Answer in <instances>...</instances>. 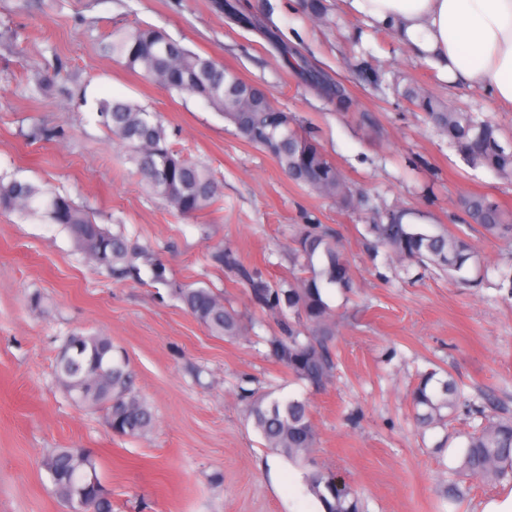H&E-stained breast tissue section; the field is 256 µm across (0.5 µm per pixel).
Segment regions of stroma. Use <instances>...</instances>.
Here are the masks:
<instances>
[{"label":"stroma","mask_w":512,"mask_h":512,"mask_svg":"<svg viewBox=\"0 0 512 512\" xmlns=\"http://www.w3.org/2000/svg\"><path fill=\"white\" fill-rule=\"evenodd\" d=\"M252 12L312 64L344 85L367 123L301 84L276 46L215 12L210 0H0V173L66 192L106 226L122 225L158 254L168 284H115L58 225L0 211V512H69L54 494L43 457L55 448L91 453L113 512H318L302 472L262 445L243 393L307 399L317 430L313 459L346 477L366 512H448L443 429L416 428L410 391L419 372L440 368L474 403L493 396L512 416V291L497 267L512 250L468 234L490 272L481 286L445 273L402 271L371 257L361 231L378 210L401 204L430 224L467 220L459 198L487 193L512 207V182L467 165L396 84L417 81L444 103L498 122L512 138V110L478 86L449 83L346 0H326L323 21L304 0H247ZM152 25L187 48L222 60L271 102L312 129L366 203L356 213L296 184L271 155L240 139L223 115L196 98L144 81L104 50L113 28ZM371 54L382 87L357 63ZM161 113L168 141L205 164L224 203L196 218L173 213L140 182L123 148L99 125L103 100ZM58 130L55 138L42 137ZM315 218L335 230L356 286L337 296L338 369L316 391L266 355L261 336L279 316L253 308L231 274L210 265L221 243L275 282L290 268L294 225ZM223 295L253 330L229 342L185 312L173 286ZM40 294V307L28 302ZM102 334L127 355L156 422L147 436L113 434L101 408H80L53 373L62 338Z\"/></svg>","instance_id":"1"}]
</instances>
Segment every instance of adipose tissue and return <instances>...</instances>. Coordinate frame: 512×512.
<instances>
[{"mask_svg":"<svg viewBox=\"0 0 512 512\" xmlns=\"http://www.w3.org/2000/svg\"><path fill=\"white\" fill-rule=\"evenodd\" d=\"M351 10L393 30L449 82L489 89L512 108V0H348Z\"/></svg>","mask_w":512,"mask_h":512,"instance_id":"obj_1","label":"adipose tissue"}]
</instances>
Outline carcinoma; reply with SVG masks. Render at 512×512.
Listing matches in <instances>:
<instances>
[{
	"label": "carcinoma",
	"mask_w": 512,
	"mask_h": 512,
	"mask_svg": "<svg viewBox=\"0 0 512 512\" xmlns=\"http://www.w3.org/2000/svg\"><path fill=\"white\" fill-rule=\"evenodd\" d=\"M212 7L239 26L259 31L279 49L284 61L301 81L333 95L336 107L349 112L356 101L340 84L309 63L294 47L281 43L279 34L244 7L242 0H212ZM105 50L112 58L147 81L170 92L196 96L231 122L238 136L271 154L293 181L320 196L336 201L354 213L360 200L349 181L328 157L312 132L296 126L286 112L271 111L267 94L234 74L224 63L184 47L152 26L115 28ZM409 108L421 112L448 140V145L474 167L493 171L512 181V142L498 123L475 112L451 108L418 86L401 94ZM101 125L122 144L141 180L168 207L184 218H193L222 200L220 185L209 169L182 158L167 141L161 115L125 101L104 102L98 112ZM471 221L491 237L512 244V209L487 194L460 198ZM0 210L15 211L61 226L75 240L85 257L102 268L115 283L150 280L168 283L166 264L139 239L97 223L93 213L77 206L57 190L0 174ZM406 208L385 210L365 225L371 236L367 250L377 256L385 249L412 267L438 268L448 279L469 286L487 276L479 252L461 230L433 224H409ZM288 251L290 276L272 285L261 273L243 265L224 245L210 250V262L234 273L247 286L253 307L281 315L278 331L262 338L268 355L315 391L333 378L337 363L333 351L336 308L330 297L353 288V274L336 233L314 221L292 230ZM175 295L185 310L212 335L235 339L247 329L243 315L211 288L179 287ZM78 343L76 357H56L55 375L73 403L81 408L103 407L113 433L144 437L154 427V414L136 391V376L126 357L107 336L72 332L62 345ZM416 426L426 431L448 427L467 399L451 376L438 377L432 369L420 375L411 392ZM488 398L479 413L485 422L461 434L457 465L451 468L456 483L448 488V502L459 497L458 483L471 479L512 478V417L489 414ZM250 418L263 446L307 468L305 483L324 512H361L352 485L338 475L315 466L312 458L317 434L309 404L296 398L260 395L250 404ZM57 497L75 512H112L96 463L83 448H55L42 460Z\"/></svg>",
	"instance_id": "cac0c4a2"
}]
</instances>
